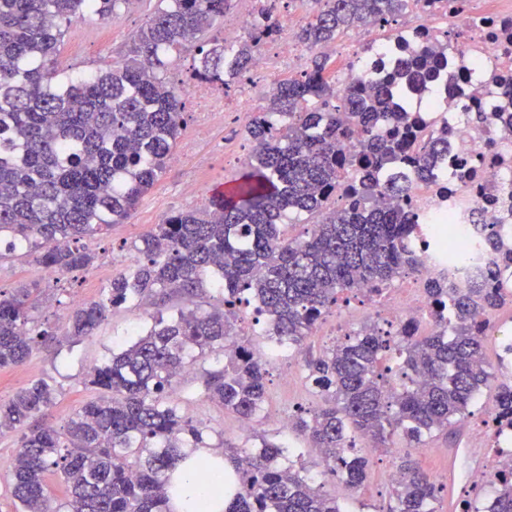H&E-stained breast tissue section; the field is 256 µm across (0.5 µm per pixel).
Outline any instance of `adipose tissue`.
Segmentation results:
<instances>
[{
  "label": "adipose tissue",
  "instance_id": "1",
  "mask_svg": "<svg viewBox=\"0 0 512 512\" xmlns=\"http://www.w3.org/2000/svg\"><path fill=\"white\" fill-rule=\"evenodd\" d=\"M207 471L212 479L201 482L199 471ZM173 483L180 486V493L171 495V512H224V457L211 448H196L186 459L180 460L170 473Z\"/></svg>",
  "mask_w": 512,
  "mask_h": 512
}]
</instances>
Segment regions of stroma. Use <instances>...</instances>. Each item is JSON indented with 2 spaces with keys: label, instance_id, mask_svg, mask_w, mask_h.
<instances>
[{
  "label": "stroma",
  "instance_id": "obj_1",
  "mask_svg": "<svg viewBox=\"0 0 512 512\" xmlns=\"http://www.w3.org/2000/svg\"><path fill=\"white\" fill-rule=\"evenodd\" d=\"M157 6L158 0H131L120 18L111 22L88 16L73 18L65 27L60 47L61 68L90 74L121 61L133 35ZM182 101L188 114L177 144L181 163L167 167L128 220L113 225L103 240L92 242L91 247L98 255L93 268L57 274L43 272L32 257L21 254L0 261V290L8 292L19 284L39 281V306L34 316L61 336L60 341L39 345L24 365L0 369V400L11 398L37 379L53 377L57 393L46 420L58 428L66 426L74 411L96 396L95 390L85 386L82 380L88 368L109 356L112 349L131 342L153 314L152 309L135 305L115 309L91 336L74 343L63 339L62 333L76 299L87 303L98 300L102 288L112 277L134 262L137 257L134 246L142 237L179 210L204 207L215 188L242 171L241 157L251 147L244 126L230 120L225 127L198 135L190 95H183ZM237 319L242 336L254 351L264 353L268 364L266 402L251 430L242 431L236 414L207 398L203 364L192 366L174 383L168 393L169 401L188 412L211 442L224 440L248 452L257 447L262 435L285 443L300 453L309 475L321 483L324 491L336 497L344 512H378L390 496L392 483L388 474L407 452L405 441L396 439L394 447L369 456L368 477L361 491H353L329 474L322 458L309 448L303 435L295 429L282 428L279 423L280 417L293 421L305 410L318 408L322 404L321 397L305 377H297L292 383L285 380L283 353L274 349L262 325L255 323L253 307H240ZM374 319L372 311L359 308L357 298L339 301L305 339L300 359L316 356L330 346L335 332L351 333ZM495 405L494 391L484 392L478 406L457 426L455 437L439 434L429 438L426 453L418 459L440 489L439 506L443 512H452L464 497L462 489L453 487L452 481L463 477L467 456L482 457V449H469L468 442L481 419L491 413ZM452 448L459 451L453 464L448 461V451Z\"/></svg>",
  "mask_w": 512,
  "mask_h": 512
}]
</instances>
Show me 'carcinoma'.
I'll list each match as a JSON object with an SVG mask.
<instances>
[{
  "label": "carcinoma",
  "mask_w": 512,
  "mask_h": 512,
  "mask_svg": "<svg viewBox=\"0 0 512 512\" xmlns=\"http://www.w3.org/2000/svg\"><path fill=\"white\" fill-rule=\"evenodd\" d=\"M130 0H0V250L22 247L46 270L93 267L85 241L126 221L167 167L186 125L181 91L165 78L172 56L197 48L194 76L219 79L251 68L262 40L232 45L202 37L224 23L231 0H159L121 62L94 75L59 68L62 26L75 15L119 18ZM312 18L296 33L312 51L368 21L388 22L402 0H311ZM445 50L422 48L402 73L411 84L433 78ZM329 57L315 53L300 79L281 81L267 110L247 127L252 143L244 171L229 192L212 193L208 207L181 210L142 238L139 257L102 289L99 300L68 317L67 336L80 339L108 314L178 292L191 299L204 276L224 293L222 306L182 307L158 314L137 338L91 367L84 384L98 396L62 429L34 423L54 389L41 378L0 402V435L18 432L12 461L13 496L21 512H169L168 472L184 448H224L235 474L224 512H343L336 498L291 466L281 445L261 437L257 453L214 445L167 393L180 368L224 354V367L206 372L207 397L240 419H256L266 400L267 362L239 337L235 308L254 306L265 333L299 346L346 293L381 295L395 278L423 275V256L410 249V215L400 201L415 177L430 176L434 147L418 142L414 126L394 108L401 89L385 82L336 92ZM390 128L382 135L378 129ZM357 155L347 153L354 131ZM376 197L393 205L379 210ZM310 227L288 236V215ZM494 258L512 263V247L489 231ZM495 268L457 285L426 278L432 318L448 333L417 328L394 333L376 323L336 341L305 361L306 381L323 404L295 428L318 448L331 472L351 489L367 477L356 438L386 448L402 437L411 448L449 432L498 390V428H512V380L485 357L487 319L503 305ZM39 283L0 291V368L18 366L52 332L35 320ZM67 490L54 504L48 475ZM389 502L378 512H439L438 488L407 453L397 466ZM487 502L465 499L460 512H512V456L496 465Z\"/></svg>",
  "instance_id": "carcinoma-1"
}]
</instances>
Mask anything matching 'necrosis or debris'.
Listing matches in <instances>:
<instances>
[{
	"instance_id": "obj_1",
	"label": "necrosis or debris",
	"mask_w": 512,
	"mask_h": 512,
	"mask_svg": "<svg viewBox=\"0 0 512 512\" xmlns=\"http://www.w3.org/2000/svg\"><path fill=\"white\" fill-rule=\"evenodd\" d=\"M278 52L259 51L243 100L272 97L281 70L301 56L285 30L273 36ZM447 46L448 62L407 108L424 139L447 135L434 178L414 183L407 208L417 225L425 272L464 282L489 265L484 227L512 239V0H404L394 31L379 40L370 30L343 43L348 64L337 90L352 79L370 85L394 71L422 46ZM388 327L406 323L439 332L421 281L384 289L371 302Z\"/></svg>"
}]
</instances>
